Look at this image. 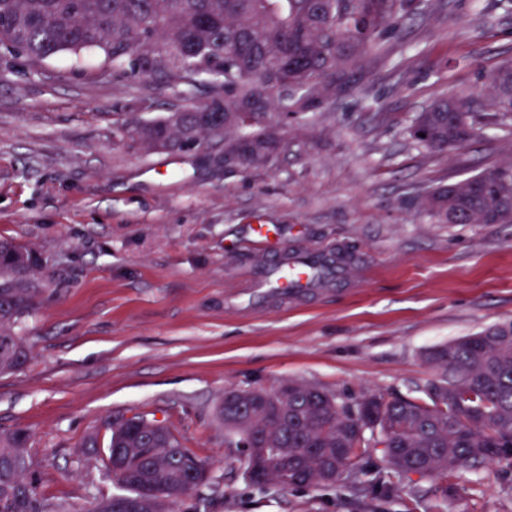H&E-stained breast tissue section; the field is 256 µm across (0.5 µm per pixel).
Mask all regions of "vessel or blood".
Here are the masks:
<instances>
[{
  "instance_id": "vessel-or-blood-1",
  "label": "vessel or blood",
  "mask_w": 512,
  "mask_h": 512,
  "mask_svg": "<svg viewBox=\"0 0 512 512\" xmlns=\"http://www.w3.org/2000/svg\"><path fill=\"white\" fill-rule=\"evenodd\" d=\"M327 261V256L321 253L308 254L305 260L300 262L281 258L275 265L262 266L255 270L252 280L253 291L260 294L264 289L271 288L288 296L309 292L315 286V266Z\"/></svg>"
}]
</instances>
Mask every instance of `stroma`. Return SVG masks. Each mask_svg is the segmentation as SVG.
I'll use <instances>...</instances> for the list:
<instances>
[{
	"label": "stroma",
	"instance_id": "35a3bbf8",
	"mask_svg": "<svg viewBox=\"0 0 512 512\" xmlns=\"http://www.w3.org/2000/svg\"><path fill=\"white\" fill-rule=\"evenodd\" d=\"M378 45L334 105L281 128L284 153L249 168L114 127L205 102L207 86L132 82L96 50L0 64V238L44 260L13 331L28 360L0 375V430L30 431L45 497L78 512L114 494L84 440L146 412L209 463L198 512H360L350 483L253 486L229 458L225 393L301 380L348 404L412 396L433 376L428 349L512 321V224H439L419 207L512 158V129L448 154L410 135L443 92L486 104V74L512 59V0H427ZM257 217L275 244L255 243ZM282 251L347 265L306 296L254 297V268ZM451 509L512 512V474L484 466Z\"/></svg>",
	"mask_w": 512,
	"mask_h": 512
}]
</instances>
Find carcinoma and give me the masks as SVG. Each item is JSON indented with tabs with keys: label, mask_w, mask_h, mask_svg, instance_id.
Returning a JSON list of instances; mask_svg holds the SVG:
<instances>
[{
	"label": "carcinoma",
	"mask_w": 512,
	"mask_h": 512,
	"mask_svg": "<svg viewBox=\"0 0 512 512\" xmlns=\"http://www.w3.org/2000/svg\"><path fill=\"white\" fill-rule=\"evenodd\" d=\"M410 0H0V52L37 66L61 53L98 49L112 71L153 77L167 86L206 84L201 106L118 130L158 148L224 143V162L253 166L285 149L273 113L320 112L349 82L347 68L375 48L379 35L409 17ZM485 121L469 99L446 92L418 113L411 136L437 153L464 148L489 124L512 117V60L488 75ZM421 208L448 224H512V159L428 193ZM37 259L0 240V373L27 360L12 327L30 315L38 293ZM435 371L423 395L367 396L347 406L327 391L294 381L276 391L245 393L241 411L226 408L232 433L253 435L237 458L254 485L333 487L367 476L361 507L401 496L412 474L440 481L426 512H448L456 480L490 463L512 470V321L436 346L425 354ZM106 468L118 493L80 510L39 491L28 452L31 434L0 432V512H151L145 488L197 510L206 462L167 426L146 414L109 424Z\"/></svg>",
	"instance_id": "carcinoma-1"
}]
</instances>
